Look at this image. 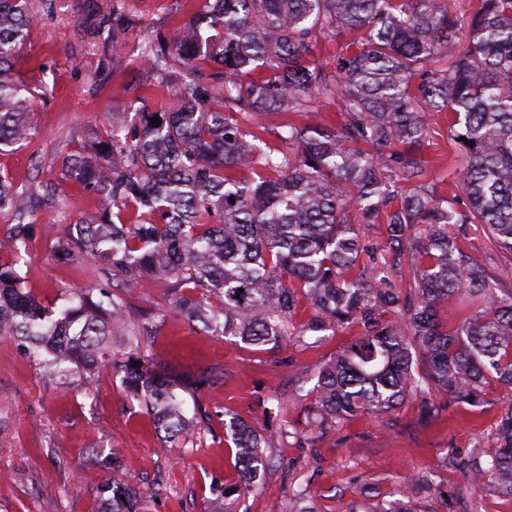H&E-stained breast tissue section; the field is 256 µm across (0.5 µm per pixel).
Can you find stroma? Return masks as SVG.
<instances>
[{
  "mask_svg": "<svg viewBox=\"0 0 512 512\" xmlns=\"http://www.w3.org/2000/svg\"><path fill=\"white\" fill-rule=\"evenodd\" d=\"M37 18L14 59V72L39 83L29 98L39 134L30 144L0 152V173L16 184L51 188L53 202L32 215V230L21 263L27 288L41 301L57 300L65 286L94 287L96 262L75 267L53 260L52 240L71 222L91 216L98 202L61 175L62 161L82 145L102 138L112 113L136 119L143 83L140 45L145 33L167 34L190 18L195 0H124L133 23L120 50L118 68L105 66L93 23L109 14L112 0H31ZM421 148L427 179L447 190L459 164L448 140L447 113H431ZM461 248L486 260L500 287L512 288V253L497 248L487 230L469 226ZM349 333L326 337L314 348L244 347L192 329L168 317L145 353L164 373L190 375L221 369L225 379L200 392L198 405L211 418L193 442L170 447L158 439L150 417L126 394L120 380L101 374L94 397L82 383L43 377L14 342L0 339V512H104L103 497L87 487L100 454L117 449L121 460L106 478L141 488L142 512H205L215 485L233 479L234 449L224 442V414L233 412L254 428L270 426V408L280 410L288 428L308 433L312 396L296 395L293 379L313 374L349 340ZM486 403L472 409L436 395L433 418L422 420L415 402H405L387 420L359 417L330 432L313 447L292 440L270 449L266 481L242 497L238 512H288V491L303 484L314 512H350L351 507L387 504L420 494L428 512H512V498L467 487L465 464L486 443L501 411L512 403V388L490 383ZM453 453L458 467L444 464ZM430 475V488L417 490L411 475Z\"/></svg>",
  "mask_w": 512,
  "mask_h": 512,
  "instance_id": "35a3bbf8",
  "label": "stroma"
}]
</instances>
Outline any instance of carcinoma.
<instances>
[{"label":"carcinoma","instance_id":"cac0c4a2","mask_svg":"<svg viewBox=\"0 0 512 512\" xmlns=\"http://www.w3.org/2000/svg\"><path fill=\"white\" fill-rule=\"evenodd\" d=\"M453 2L197 0L188 20L141 45L150 83L174 89L172 107L154 112L141 97L138 121L112 113L106 140L63 162V177L100 209L57 237L51 254L72 266L100 262L102 284L65 287L62 306L44 305L15 266L0 264V336L44 376L78 375L87 394L99 373L121 378L174 446L200 424L184 395L223 376L165 377L141 356L164 314L116 333L127 297L147 278L168 287L170 310L189 326L244 345L312 347L325 332L356 329L314 374L313 435L360 413L382 418L408 399L428 416L435 394L477 406L488 381L511 387L512 289L496 288L488 265L451 232L481 224L512 252V0H478L465 44ZM120 4L112 0L97 22L115 67L132 24ZM34 21L29 0H0V148L38 135L21 97L31 85L12 73ZM322 37L340 41L334 64L315 54ZM333 97L345 112L339 129L279 125L275 135L292 151L270 148L268 128H249L258 115ZM431 112L451 116V144L466 158L446 194L423 182ZM44 199L50 193L0 175V210L18 219L0 251L21 256L25 219ZM363 224L386 226L379 251ZM405 265L413 282L398 288L391 273ZM449 298L472 307L451 328L438 315ZM224 432L238 459L235 479L215 489L224 512H237L231 497L255 487L277 441L314 444L285 422L258 432L227 411ZM487 444L468 483L491 482L512 498V406ZM96 490L110 512H137L135 488L107 480ZM309 501L297 486L289 512H313ZM373 512L428 510L409 496Z\"/></svg>","mask_w":512,"mask_h":512}]
</instances>
